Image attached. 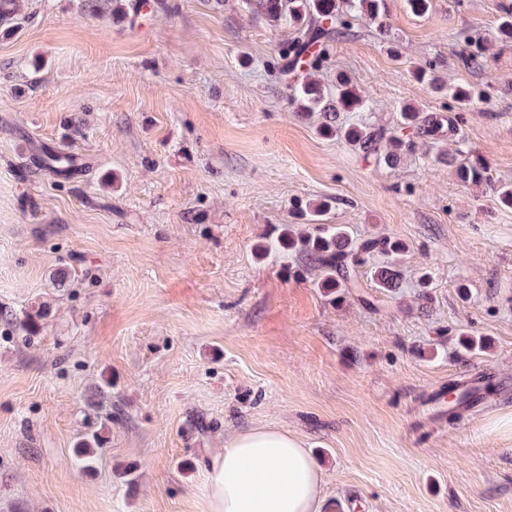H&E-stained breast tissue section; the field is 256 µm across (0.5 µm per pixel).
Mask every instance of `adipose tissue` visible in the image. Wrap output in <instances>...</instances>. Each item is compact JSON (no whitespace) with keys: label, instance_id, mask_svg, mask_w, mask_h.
Wrapping results in <instances>:
<instances>
[{"label":"adipose tissue","instance_id":"1","mask_svg":"<svg viewBox=\"0 0 512 512\" xmlns=\"http://www.w3.org/2000/svg\"><path fill=\"white\" fill-rule=\"evenodd\" d=\"M204 475L206 512H317L323 488L302 441L273 428L231 436Z\"/></svg>","mask_w":512,"mask_h":512}]
</instances>
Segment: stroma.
<instances>
[{"instance_id": "obj_1", "label": "stroma", "mask_w": 512, "mask_h": 512, "mask_svg": "<svg viewBox=\"0 0 512 512\" xmlns=\"http://www.w3.org/2000/svg\"><path fill=\"white\" fill-rule=\"evenodd\" d=\"M502 2L421 17L386 0L387 36L356 18L314 77L345 72L379 126L407 104L460 113L466 148L512 183V43L467 61ZM110 3L24 0L0 35V512H205V458L257 427L309 449L320 512H512V209L435 154L390 168L320 135L278 72L294 28L244 0H144L118 21ZM434 60L480 99L417 80ZM57 146L84 172L36 165ZM324 199L329 223L407 245L399 290L362 267L334 304L304 259L256 258L304 230L297 201ZM474 375L493 393L447 421L448 384ZM112 423L111 414L100 423L99 428L81 438L74 446V456L85 469L93 467L96 458L97 448H102L105 441V431Z\"/></svg>"}]
</instances>
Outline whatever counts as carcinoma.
Wrapping results in <instances>:
<instances>
[{"label": "carcinoma", "instance_id": "obj_1", "mask_svg": "<svg viewBox=\"0 0 512 512\" xmlns=\"http://www.w3.org/2000/svg\"><path fill=\"white\" fill-rule=\"evenodd\" d=\"M251 11L263 16L269 23L277 25L288 22L298 27V35L282 45L280 58L283 60L279 72L288 67L303 69L300 77L289 82L288 101L298 112H322L325 123L321 127L324 135L336 136L352 143L366 156L388 167L399 164L404 152L412 149L416 142L436 144L443 138L453 140L458 135L456 118L441 113L420 112L411 105L401 108L398 127L387 128L367 123L340 125L335 123L339 112H366L371 109L369 97L357 89L345 76L336 78V90L328 92L322 84L313 79L329 55L331 43L348 31L357 14L366 13L377 21L380 32H385L382 17L385 0H245ZM22 10V0H0V23L16 19ZM502 43L512 42V10L506 11L495 35ZM471 65L483 68L488 63L487 47L476 39L471 43L468 55ZM439 91H447L456 103L467 105L474 99V92L465 85L446 86L437 84ZM448 165L454 167L457 179L463 184H493L485 163L476 158L462 157V150L448 157ZM42 167L60 178L69 179L76 173L70 157L62 158L50 151L43 153ZM329 203H309L301 214L309 217L314 224L313 231L281 235L284 247L302 255L309 266L320 270L323 278L319 287L325 296L336 301L345 288L353 287L351 271L366 263L367 258L381 254L397 255L404 246L397 240L375 237L357 241L342 227L322 222V216L329 210ZM377 287L393 292L400 284V273L395 262L380 265L373 271ZM448 418H457L458 412L467 406L469 394L459 391V385L448 386ZM112 422L107 416L99 428L81 438L74 446V456L85 469L93 467L97 449L103 447L105 431Z\"/></svg>", "mask_w": 512, "mask_h": 512}]
</instances>
